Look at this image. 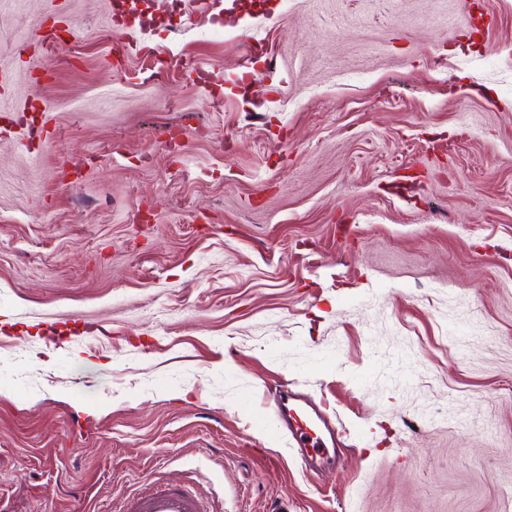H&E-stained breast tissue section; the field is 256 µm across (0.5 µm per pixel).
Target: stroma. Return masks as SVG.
<instances>
[{
	"label": "stroma",
	"instance_id": "stroma-1",
	"mask_svg": "<svg viewBox=\"0 0 512 512\" xmlns=\"http://www.w3.org/2000/svg\"><path fill=\"white\" fill-rule=\"evenodd\" d=\"M138 7L0 0V512H512V0ZM278 415L288 428L291 439L299 448L301 460L305 467H308V448L319 458L327 457L331 452L335 453L334 434L329 433L327 437L320 426L322 421L320 415L312 409L293 405L289 399L283 400L278 408ZM305 452V453H304ZM123 512H206L202 501L190 490L157 487L128 501Z\"/></svg>",
	"mask_w": 512,
	"mask_h": 512
}]
</instances>
